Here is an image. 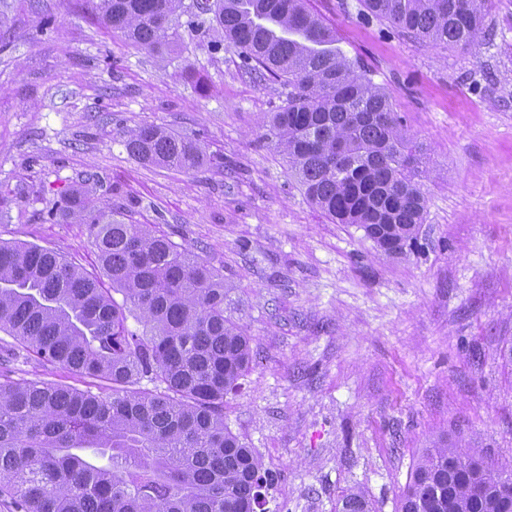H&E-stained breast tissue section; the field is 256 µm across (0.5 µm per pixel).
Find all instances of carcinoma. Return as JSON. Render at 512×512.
<instances>
[{"instance_id":"1","label":"carcinoma","mask_w":512,"mask_h":512,"mask_svg":"<svg viewBox=\"0 0 512 512\" xmlns=\"http://www.w3.org/2000/svg\"><path fill=\"white\" fill-rule=\"evenodd\" d=\"M490 2L360 5L423 43L466 49ZM95 9L148 52L182 48V28L219 32L211 50L235 48L260 79L288 89L262 137L282 149L310 202L361 227L387 255L416 241L424 151L305 0H97ZM123 143L140 161L184 172L209 160L200 142L154 124ZM63 216L90 225L111 287L55 250L0 242V331L41 362L106 386L95 393L0 378V497L16 512H254L260 460L224 426V396L250 360L249 337L224 315V275L81 191ZM132 312L140 334L126 324ZM400 512H512V473L493 472L476 451L429 448Z\"/></svg>"}]
</instances>
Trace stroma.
Returning <instances> with one entry per match:
<instances>
[{
  "mask_svg": "<svg viewBox=\"0 0 512 512\" xmlns=\"http://www.w3.org/2000/svg\"><path fill=\"white\" fill-rule=\"evenodd\" d=\"M94 3L0 0V241L98 273L88 225L46 217L80 188L223 273L251 354L224 423L272 477L260 512H337L352 493L398 512L443 443L512 471V0H494L469 50L421 43L359 0L308 2L425 149V221L397 256L332 223L262 140L279 83L228 47L140 50ZM144 124L198 139L210 162L132 157L122 133ZM0 369L97 386L3 332Z\"/></svg>",
  "mask_w": 512,
  "mask_h": 512,
  "instance_id": "stroma-1",
  "label": "stroma"
}]
</instances>
